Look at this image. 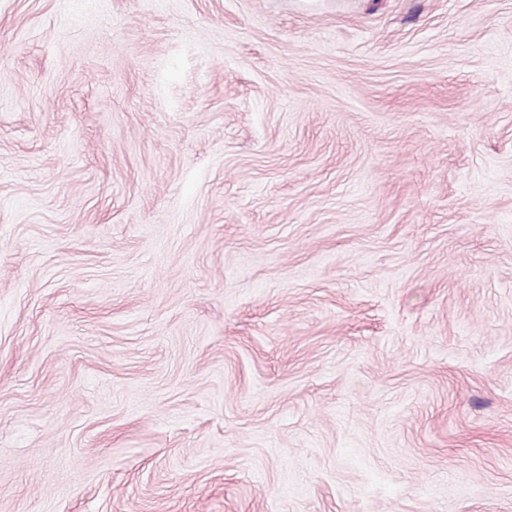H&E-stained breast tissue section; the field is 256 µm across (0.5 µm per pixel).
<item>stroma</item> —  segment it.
Returning <instances> with one entry per match:
<instances>
[{"instance_id":"stroma-1","label":"stroma","mask_w":512,"mask_h":512,"mask_svg":"<svg viewBox=\"0 0 512 512\" xmlns=\"http://www.w3.org/2000/svg\"><path fill=\"white\" fill-rule=\"evenodd\" d=\"M0 512H512V0H0Z\"/></svg>"}]
</instances>
